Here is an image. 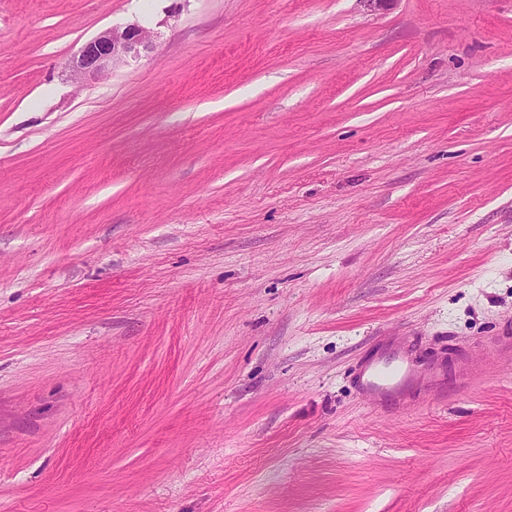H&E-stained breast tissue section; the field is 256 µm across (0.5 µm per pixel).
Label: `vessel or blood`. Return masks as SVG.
Returning a JSON list of instances; mask_svg holds the SVG:
<instances>
[{"label":"vessel or blood","mask_w":512,"mask_h":512,"mask_svg":"<svg viewBox=\"0 0 512 512\" xmlns=\"http://www.w3.org/2000/svg\"><path fill=\"white\" fill-rule=\"evenodd\" d=\"M360 379L366 394L374 398L402 394L417 386L427 387L434 393L442 390L436 370L415 368L408 362L407 351L402 346L365 362Z\"/></svg>","instance_id":"b4317fda"}]
</instances>
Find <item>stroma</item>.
I'll return each mask as SVG.
<instances>
[{
  "label": "stroma",
  "mask_w": 512,
  "mask_h": 512,
  "mask_svg": "<svg viewBox=\"0 0 512 512\" xmlns=\"http://www.w3.org/2000/svg\"><path fill=\"white\" fill-rule=\"evenodd\" d=\"M507 332L512 0H0V512H512ZM154 31L139 23L106 29L86 42L73 61V72L82 79L98 77L126 66L155 49ZM360 379L365 393L374 398L403 394L415 386H425L438 394L445 385L439 383L434 367L418 369L411 365L402 346L365 362Z\"/></svg>",
  "instance_id": "obj_1"
}]
</instances>
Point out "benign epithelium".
<instances>
[{"mask_svg": "<svg viewBox=\"0 0 512 512\" xmlns=\"http://www.w3.org/2000/svg\"><path fill=\"white\" fill-rule=\"evenodd\" d=\"M154 31L139 23L112 27L86 42L73 61V72L82 79L98 77L136 61L155 49Z\"/></svg>", "mask_w": 512, "mask_h": 512, "instance_id": "7a95c632", "label": "benign epithelium"}]
</instances>
